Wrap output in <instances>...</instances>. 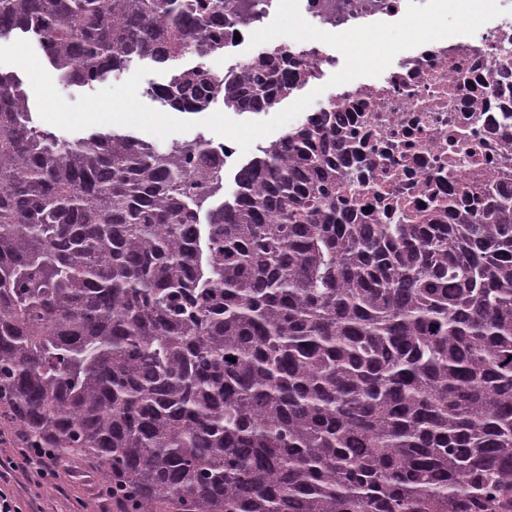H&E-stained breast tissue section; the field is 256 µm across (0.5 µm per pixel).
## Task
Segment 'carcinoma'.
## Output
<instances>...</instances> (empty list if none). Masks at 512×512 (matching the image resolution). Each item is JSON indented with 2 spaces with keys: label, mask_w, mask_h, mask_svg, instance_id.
Returning a JSON list of instances; mask_svg holds the SVG:
<instances>
[{
  "label": "carcinoma",
  "mask_w": 512,
  "mask_h": 512,
  "mask_svg": "<svg viewBox=\"0 0 512 512\" xmlns=\"http://www.w3.org/2000/svg\"><path fill=\"white\" fill-rule=\"evenodd\" d=\"M239 0H0L66 86L149 60L152 96L274 108L288 53L186 54ZM326 133L224 187L210 143L33 125L0 70V436L86 457L133 512H512V181L361 224Z\"/></svg>",
  "instance_id": "1"
}]
</instances>
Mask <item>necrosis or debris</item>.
I'll return each mask as SVG.
<instances>
[{"instance_id":"4bbe7bcc","label":"necrosis or debris","mask_w":512,"mask_h":512,"mask_svg":"<svg viewBox=\"0 0 512 512\" xmlns=\"http://www.w3.org/2000/svg\"><path fill=\"white\" fill-rule=\"evenodd\" d=\"M409 0H299L303 18L341 33L403 18ZM504 13L473 35H455L401 51L383 80L336 88L330 108L305 112L322 127L327 145L353 149L341 171L350 204L368 224L386 221V209L407 203L416 212L459 192L476 169L500 171L512 134V0ZM249 12L220 34V63L212 76L239 71L253 32L275 18L279 0H249ZM307 67L304 82L320 86L341 68L340 53L320 41L275 38Z\"/></svg>"}]
</instances>
